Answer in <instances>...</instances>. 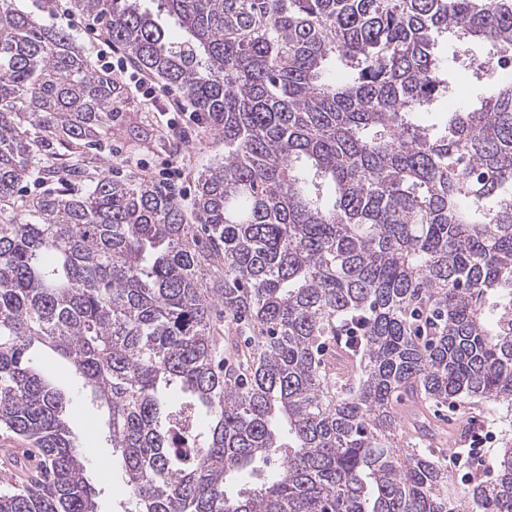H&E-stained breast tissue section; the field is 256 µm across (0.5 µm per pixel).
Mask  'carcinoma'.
<instances>
[{
    "label": "carcinoma",
    "mask_w": 512,
    "mask_h": 512,
    "mask_svg": "<svg viewBox=\"0 0 512 512\" xmlns=\"http://www.w3.org/2000/svg\"><path fill=\"white\" fill-rule=\"evenodd\" d=\"M165 5L179 42L138 0H75L224 136L197 224L148 180L65 188L121 85L0 0V429L37 453L0 473V512H98L37 343L106 407L123 512H512L511 438L467 502L397 442L403 397L512 404V0ZM450 65L495 90L423 125ZM31 177L61 188L18 210ZM215 259L210 293L259 332L227 371ZM184 407L207 418L191 460ZM272 458L273 480L226 490Z\"/></svg>",
    "instance_id": "1"
}]
</instances>
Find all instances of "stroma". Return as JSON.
Listing matches in <instances>:
<instances>
[{
    "mask_svg": "<svg viewBox=\"0 0 512 512\" xmlns=\"http://www.w3.org/2000/svg\"><path fill=\"white\" fill-rule=\"evenodd\" d=\"M13 4L41 25L70 33L93 68H101L99 46L86 15L71 8L65 15L51 17L44 0H13ZM121 85L123 94L113 104L111 129L101 148L84 151L83 173L76 189H85L101 175L135 178L134 165L139 162L146 167L145 178L155 183L169 182L183 207L191 208L199 172L221 162L224 156L222 135L208 123L185 120L183 113L169 119L151 111L143 95L132 90L129 80H122ZM53 372L56 387L69 399L66 420L86 458L84 476L99 492V512H121L119 502L125 499L126 488L121 462L106 439V410L94 400L90 388L84 386L67 360L56 359ZM430 410L446 430L465 431L474 424L489 426L493 441L487 451L491 454L500 448L502 438L512 436V412L496 402L470 412L451 400L431 404Z\"/></svg>",
    "mask_w": 512,
    "mask_h": 512,
    "instance_id": "1",
    "label": "stroma"
}]
</instances>
